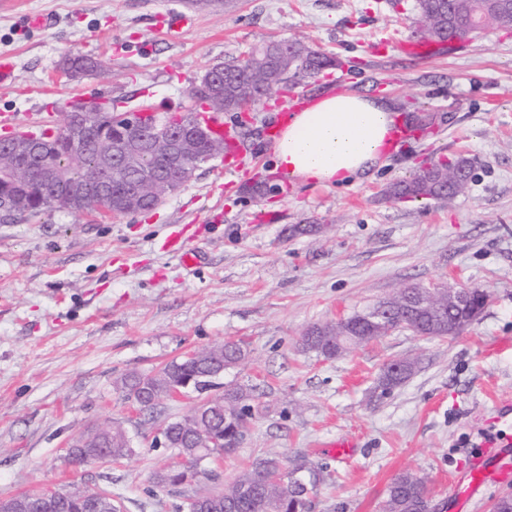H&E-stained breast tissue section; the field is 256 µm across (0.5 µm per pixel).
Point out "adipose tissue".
I'll return each instance as SVG.
<instances>
[{
	"label": "adipose tissue",
	"instance_id": "obj_1",
	"mask_svg": "<svg viewBox=\"0 0 512 512\" xmlns=\"http://www.w3.org/2000/svg\"><path fill=\"white\" fill-rule=\"evenodd\" d=\"M395 119L381 98L324 96L289 117L275 144V167L325 187L353 184L389 157Z\"/></svg>",
	"mask_w": 512,
	"mask_h": 512
}]
</instances>
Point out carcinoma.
Returning a JSON list of instances; mask_svg holds the SVG:
<instances>
[{"label": "carcinoma", "instance_id": "1", "mask_svg": "<svg viewBox=\"0 0 512 512\" xmlns=\"http://www.w3.org/2000/svg\"><path fill=\"white\" fill-rule=\"evenodd\" d=\"M415 10L417 33L435 41H444L450 36L475 39L489 29H512V0H416ZM336 66V57L301 40L262 42L251 46L242 56L214 64V67L224 70V82L219 85L200 82L193 87L191 98L201 108L215 110L222 107L226 113H237L242 111V104L247 99L258 102L267 96L274 97L287 85L314 79L321 72ZM99 67L97 60L83 54H69L61 64L62 71L74 80L95 74ZM83 118L107 135L123 131L121 113L115 111L114 105L101 103L90 107L74 106L67 113L62 126L51 134H41V137L46 140L44 149L47 159L77 183L84 196L90 197L96 192L94 177L99 171L100 155L108 146L102 144L78 159L72 157L66 129ZM15 165L12 158L0 156V197L6 204L0 216L12 220L39 221L56 210L51 202H35L37 197L49 196L42 180V170H32L22 185H11L6 178ZM470 183L471 162L457 156L433 163L411 178L393 183L388 194L398 200L430 199L449 204L465 192ZM414 292L413 288H399L379 299L378 303L389 307L397 318L418 319L423 327L432 324L438 336L455 335L466 325L473 311L485 310L489 299L484 289L471 287L465 308L446 310L442 316L436 317L425 309L409 308ZM348 319L345 331L332 328L325 332L323 338L302 337V350L332 359L370 343L375 336L381 337V333L362 319L360 311H353ZM215 349L223 351L226 369L239 364L248 355L247 347L242 342L217 343ZM216 371V367L203 366L192 358L173 359L159 371L124 376L116 389L124 394L131 389L137 390L142 397L143 410L153 413L167 399V392L181 384L186 377H195L212 387H220V383L214 381L213 373ZM402 383L404 380L394 378L382 369L376 379L375 390L381 398ZM258 412L259 404L252 389L229 384L224 386V408L214 413L209 421V428L219 444L202 451L195 447L187 433L175 426L172 432L189 456L198 457L202 453L214 458L229 456L238 450V438L248 430L249 420ZM80 439L87 440L86 447L67 451L68 461L72 464L86 463L96 449L104 446L112 447V458L115 460L134 453L125 433L109 423L102 429L80 436ZM276 462L274 454L260 457L233 482L224 485L222 491L198 495L196 500L200 501L201 512H310L312 501L309 495L317 491L319 469L298 463L293 470L298 472L303 483L284 485L272 478ZM97 493L95 488L80 487V495L65 499L63 512H103ZM428 500L427 479L416 473L404 472L392 480L384 512H423Z\"/></svg>", "mask_w": 512, "mask_h": 512}]
</instances>
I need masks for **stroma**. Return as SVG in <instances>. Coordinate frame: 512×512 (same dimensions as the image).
Masks as SVG:
<instances>
[{
  "mask_svg": "<svg viewBox=\"0 0 512 512\" xmlns=\"http://www.w3.org/2000/svg\"><path fill=\"white\" fill-rule=\"evenodd\" d=\"M415 0H0V113L23 122L71 100L126 110L188 103L206 66L265 39L299 38L343 68L252 104L243 164L223 158L154 210L117 219L57 211L40 222L0 221V499L86 484L122 512H188L189 498L233 481L274 452L318 467L311 512H379L392 479L411 471L430 484L432 512H452L448 483L468 465L478 432L496 434L512 403V30H489L426 61L382 50L416 28ZM52 24L29 29L25 17ZM187 14L175 37L156 17ZM98 58L99 73L72 81L65 53ZM351 91L388 101L415 129L388 164L349 187L304 184L274 167L264 129L292 96ZM472 160L470 189L452 203L397 201L386 190L433 162ZM222 220L182 264L162 245L176 224ZM485 289L488 305L459 334L426 339L397 329L344 355L302 352L304 332L333 323L411 283ZM249 355L224 373L264 406L238 452L206 463L188 485L161 487L170 452L163 422L193 400L135 414L115 385L218 342ZM420 368L382 399L375 382L392 359ZM106 421L123 424L132 456L70 464L66 442ZM355 445L351 460L329 442Z\"/></svg>",
  "mask_w": 512,
  "mask_h": 512,
  "instance_id": "stroma-1",
  "label": "stroma"
}]
</instances>
